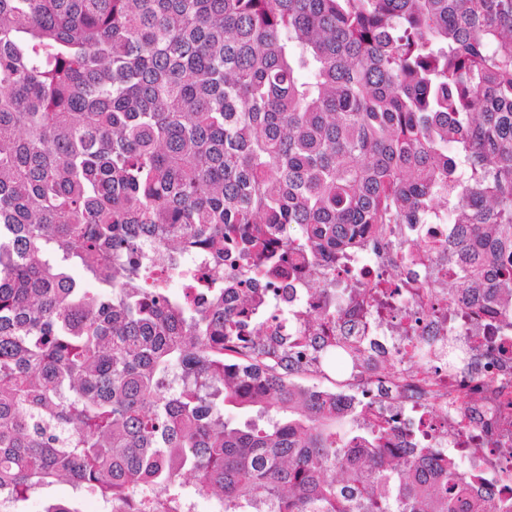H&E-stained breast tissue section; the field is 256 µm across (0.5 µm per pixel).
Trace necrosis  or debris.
<instances>
[{
	"label": "necrosis or debris",
	"mask_w": 512,
	"mask_h": 512,
	"mask_svg": "<svg viewBox=\"0 0 512 512\" xmlns=\"http://www.w3.org/2000/svg\"><path fill=\"white\" fill-rule=\"evenodd\" d=\"M453 231L428 225L434 249L390 241L361 248L315 269L323 291L300 295L302 282L292 278L279 287L278 302L336 312L332 321L298 323L290 331L294 344L340 335L347 322L355 335L370 337L375 368L337 381L339 405L359 409L367 427L393 437L406 410L415 409L418 441L467 461L460 477L497 504L512 499V316L472 300L449 315L454 270L440 243Z\"/></svg>",
	"instance_id": "1"
}]
</instances>
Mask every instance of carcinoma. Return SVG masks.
I'll list each match as a JSON object with an SVG mask.
<instances>
[{"label":"carcinoma","mask_w":512,"mask_h":512,"mask_svg":"<svg viewBox=\"0 0 512 512\" xmlns=\"http://www.w3.org/2000/svg\"><path fill=\"white\" fill-rule=\"evenodd\" d=\"M389 224L458 225L448 302L512 312V0H0V489L495 512L434 449L341 432L298 314L243 287Z\"/></svg>","instance_id":"obj_1"}]
</instances>
